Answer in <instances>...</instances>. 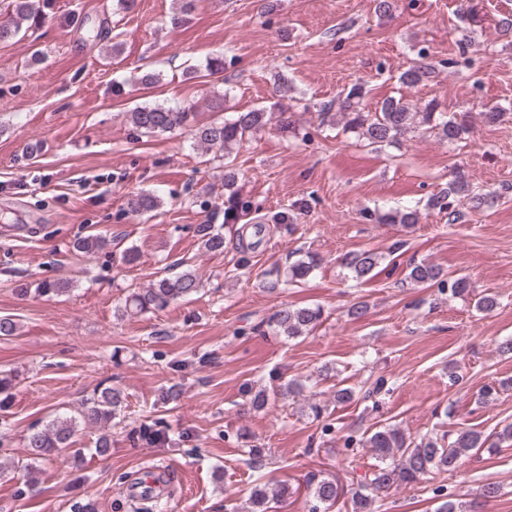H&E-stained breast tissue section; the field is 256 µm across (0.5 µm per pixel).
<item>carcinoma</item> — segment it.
Listing matches in <instances>:
<instances>
[{
  "instance_id": "cac0c4a2",
  "label": "carcinoma",
  "mask_w": 512,
  "mask_h": 512,
  "mask_svg": "<svg viewBox=\"0 0 512 512\" xmlns=\"http://www.w3.org/2000/svg\"><path fill=\"white\" fill-rule=\"evenodd\" d=\"M6 19L0 21V41L18 36L23 23L40 15L35 0H0ZM429 52H419L422 63L408 68L400 75L402 83L418 85L429 80L434 73V65L425 62ZM367 91L364 84L354 83L342 91L338 97L337 113L344 120L347 131L362 135L373 145L390 144L399 141L418 122L437 131L440 140L453 143L469 133L465 119H447L437 111L438 104L431 99L410 105L402 99L386 98L375 107L368 109ZM191 113L180 108L166 107L161 104L143 105L129 113L132 125L147 136H156L175 129H189L194 144L202 150L214 148L222 151L221 158L227 160L234 150L241 148L243 143L263 129L268 122L266 108H254L237 112L222 122L190 125ZM224 223L236 224L253 209L252 201L243 196L237 188V177L229 165H224ZM467 200L470 208L478 210L482 207L483 197L473 192L465 173L459 171L448 183V188L432 196L428 205L438 210H449L453 203ZM160 206L159 197L141 190L128 200V208L139 217H152V213ZM420 214L415 209H405L395 213L378 216L384 224H404L411 226L419 222ZM197 235L201 247L207 252L224 250V237L213 232L211 225L201 224L197 227ZM109 244L107 238L89 235L78 240L74 247L85 255H91ZM382 256L373 250H361L346 259V266L353 278L365 282L377 275ZM316 267L311 256H304L290 265L286 277L291 281L307 278ZM407 278L415 283L436 284L441 291H446L453 298L472 296L476 289L465 276L445 274L441 269L425 264H414L410 267ZM201 281L196 271L188 269L174 276L160 277L146 288L129 293L125 297L121 312L126 314H144L162 310L170 304L199 292ZM70 281L66 279L42 281L37 284L35 293L40 296L60 295L68 292ZM323 319V309L319 306L288 307L285 306L273 316L272 324L283 335L298 338L307 335L317 327ZM14 378L7 371H0V409L8 407L12 399ZM302 390V384L295 379L281 383L270 391L265 389L250 396L251 406L263 409L270 398L285 397ZM126 396L123 390L114 385L100 386L93 395L86 399L76 414L59 416L43 428L32 430L26 438V447L33 461L47 460L62 451H70L73 464L82 462V449L74 447L75 436L85 428H96L101 431L95 442V453L105 455L112 447L109 430L118 424L125 409ZM136 437L150 444L163 445L168 435L161 422L140 425L134 431ZM512 441V423L501 426L500 430L485 433L475 429L461 431L455 435L444 433L435 437H423L416 441L407 437L395 425H386L363 436L360 439L350 435L345 440L346 447L354 443H362V447L370 449L377 461L375 469L362 484V490L355 492L353 507L355 512H374L375 501L380 495L392 488L412 486L421 479L435 472H453L462 458L472 451L483 450L489 454L497 451L503 442ZM313 498L330 508L336 504L344 491V487L334 478H325L317 473H309L306 479ZM287 487L281 486L272 490L268 486L256 485L248 498L249 507L245 512H268L270 500H284Z\"/></svg>"
}]
</instances>
